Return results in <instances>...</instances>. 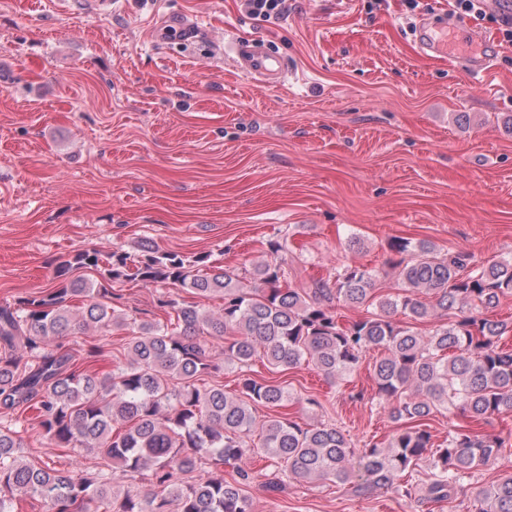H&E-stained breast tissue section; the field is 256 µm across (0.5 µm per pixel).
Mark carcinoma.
I'll return each mask as SVG.
<instances>
[{
	"mask_svg": "<svg viewBox=\"0 0 512 512\" xmlns=\"http://www.w3.org/2000/svg\"><path fill=\"white\" fill-rule=\"evenodd\" d=\"M389 262L403 293L374 294L380 271L347 264L333 278L301 294L287 286L277 260L253 265L248 277L189 260L149 244L132 255L81 252L56 270V287L0 307V408L36 410L38 427L58 448L97 454L79 473L20 461L23 424L0 422V512L19 495L51 505L53 512H253L246 488L251 472L237 467L258 453L273 471L265 486L290 480H328L356 495L391 491L432 512V506L473 487L476 512H512V472L473 485L478 471L504 448L497 437L450 429L435 443L427 421L455 409L473 422L512 415V349L500 344L512 323L481 310L512 295V260L476 264L464 252L441 257L434 245L398 240ZM105 266L100 280L70 271ZM178 283L199 297L219 296L222 308L160 298L168 319L127 320L112 307L111 282ZM374 307L358 320L340 319V306ZM453 320L428 335L411 326L440 312ZM409 321L402 322L396 316ZM128 331L129 360L89 373L56 344L73 328ZM222 341V360L200 337ZM383 355L372 367L375 396L401 422L385 443L357 450L340 428L300 424L281 412L294 402L322 407L318 398L295 396L277 380L242 375L236 394L220 383L199 384L205 374L242 368L257 353L273 373L312 365L336 380L354 372L371 350ZM269 413L259 417L257 408ZM259 432L260 446L247 438ZM429 468L424 489L411 480L414 466ZM211 467L215 473L198 476ZM235 475L224 478V468ZM151 470L154 490L117 498L114 476L132 480Z\"/></svg>",
	"mask_w": 512,
	"mask_h": 512,
	"instance_id": "carcinoma-1",
	"label": "carcinoma"
}]
</instances>
